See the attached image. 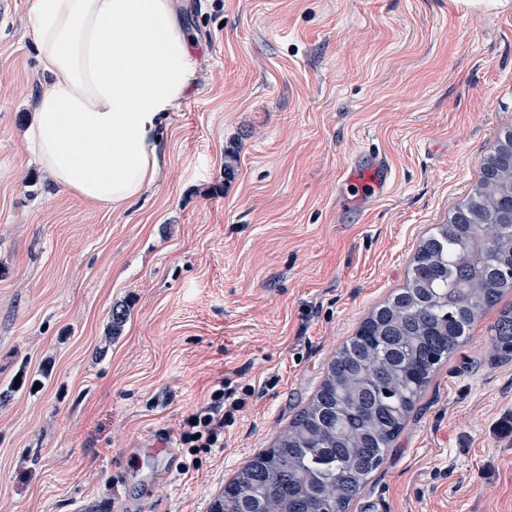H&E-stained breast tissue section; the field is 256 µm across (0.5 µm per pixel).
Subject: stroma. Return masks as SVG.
<instances>
[{"mask_svg": "<svg viewBox=\"0 0 512 512\" xmlns=\"http://www.w3.org/2000/svg\"><path fill=\"white\" fill-rule=\"evenodd\" d=\"M30 0L0 19V512H209L403 287L430 230L512 129L498 0H180L199 72L156 182L98 207L26 141L46 86ZM388 159L364 210L340 173ZM487 308L350 512H512V358ZM127 317L115 336L113 310ZM229 379L224 445L180 424ZM165 443L177 461L136 449Z\"/></svg>", "mask_w": 512, "mask_h": 512, "instance_id": "obj_1", "label": "stroma"}]
</instances>
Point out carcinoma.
<instances>
[{"instance_id": "cac0c4a2", "label": "carcinoma", "mask_w": 512, "mask_h": 512, "mask_svg": "<svg viewBox=\"0 0 512 512\" xmlns=\"http://www.w3.org/2000/svg\"><path fill=\"white\" fill-rule=\"evenodd\" d=\"M512 129L480 178L421 242L404 286L328 363L309 404L231 479L210 512H348L439 367L512 289ZM512 356V309L490 330Z\"/></svg>"}]
</instances>
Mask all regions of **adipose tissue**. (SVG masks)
Returning a JSON list of instances; mask_svg holds the SVG:
<instances>
[{
    "mask_svg": "<svg viewBox=\"0 0 512 512\" xmlns=\"http://www.w3.org/2000/svg\"><path fill=\"white\" fill-rule=\"evenodd\" d=\"M48 75L27 131L54 183L118 209L157 179V142L198 61L175 0H30Z\"/></svg>",
    "mask_w": 512,
    "mask_h": 512,
    "instance_id": "obj_1",
    "label": "adipose tissue"
}]
</instances>
